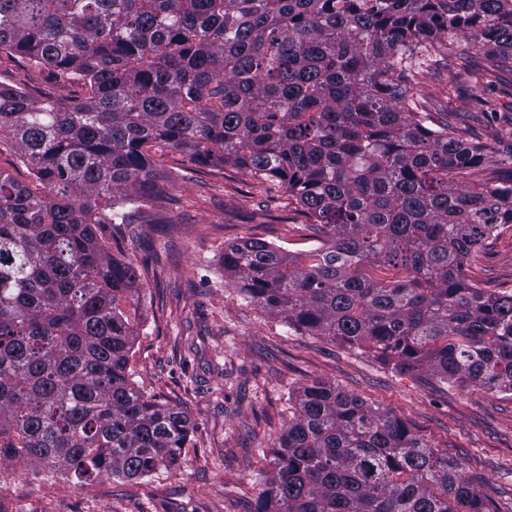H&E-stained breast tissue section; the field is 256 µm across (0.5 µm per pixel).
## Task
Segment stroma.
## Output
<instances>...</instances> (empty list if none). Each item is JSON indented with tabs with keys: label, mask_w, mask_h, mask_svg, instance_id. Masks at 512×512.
<instances>
[{
	"label": "stroma",
	"mask_w": 512,
	"mask_h": 512,
	"mask_svg": "<svg viewBox=\"0 0 512 512\" xmlns=\"http://www.w3.org/2000/svg\"><path fill=\"white\" fill-rule=\"evenodd\" d=\"M48 101L78 85L0 53V85ZM416 95L470 126L491 145L488 170L512 167V134L485 113H512V75L485 81L441 67ZM172 200L145 221L113 227L121 259L149 257L133 303L138 336L130 370L136 386L191 420L177 464L146 479L103 477L87 483L29 461H15L0 490V512H254L260 471L292 417L299 387L320 380L390 411L449 461L461 463L486 500L512 512V397L399 372L363 350L288 330L281 319L225 286L226 243L260 237L304 254L321 236L286 189L185 154L153 152ZM485 292L512 291V229L491 237L468 264Z\"/></svg>",
	"instance_id": "stroma-1"
}]
</instances>
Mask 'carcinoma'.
<instances>
[{
    "label": "carcinoma",
    "mask_w": 512,
    "mask_h": 512,
    "mask_svg": "<svg viewBox=\"0 0 512 512\" xmlns=\"http://www.w3.org/2000/svg\"><path fill=\"white\" fill-rule=\"evenodd\" d=\"M512 71V0H0V51L81 82L57 102L0 86V464L91 481L174 466L191 423L129 379L121 303L141 272L108 224L170 200L151 150L277 180L323 230L302 256L224 247V280L297 330L400 372L512 397V292L467 262L512 229V174L451 175L484 146L409 86L451 54ZM390 270L399 276L383 279ZM255 512H498L389 411L319 381L296 394ZM0 171L9 174L19 184L26 185L32 181L28 169L20 166L13 154L9 151H3L0 154Z\"/></svg>",
    "instance_id": "1"
}]
</instances>
